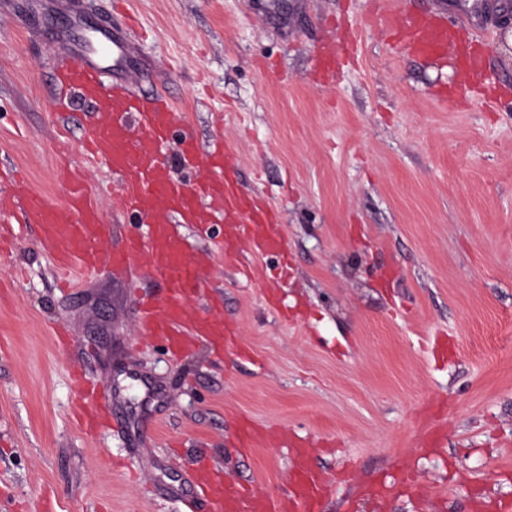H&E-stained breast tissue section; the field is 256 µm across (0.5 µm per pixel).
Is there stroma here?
Wrapping results in <instances>:
<instances>
[{
    "instance_id": "obj_1",
    "label": "stroma",
    "mask_w": 512,
    "mask_h": 512,
    "mask_svg": "<svg viewBox=\"0 0 512 512\" xmlns=\"http://www.w3.org/2000/svg\"><path fill=\"white\" fill-rule=\"evenodd\" d=\"M149 30L141 51L201 142L230 147L231 176L280 215L276 256L213 258L220 313L237 329L223 365L180 362L134 337L129 288L74 270L64 292L24 228L0 252V482L27 512L44 490L57 512H180L197 458L229 480L281 492L296 446L346 470L324 512H478L512 499V49L499 45L512 0H131ZM431 9L464 40H487L488 85L456 80L452 57L406 49L391 9ZM64 14H0V159L64 199L60 129L98 195L125 224L105 164L80 143L84 104L53 110ZM339 64L320 73L319 44ZM66 322L69 350L52 330ZM80 362L117 392L130 428L82 434L70 419ZM136 366L158 394L126 378ZM265 433L240 448L239 419ZM411 469L419 486L382 499Z\"/></svg>"
}]
</instances>
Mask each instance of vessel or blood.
Listing matches in <instances>:
<instances>
[{
  "mask_svg": "<svg viewBox=\"0 0 512 512\" xmlns=\"http://www.w3.org/2000/svg\"><path fill=\"white\" fill-rule=\"evenodd\" d=\"M73 35L62 36L55 72V109L69 112L75 102L98 115L84 134L86 156L108 164L115 177L125 213L137 219L138 230L121 234L108 247V232L96 198L78 176H71L63 203L55 204L30 185L17 170L0 165V215L20 209L25 223L34 225L41 244L52 250L61 268H107L130 280L135 263L147 264L150 277L164 288L162 297L138 296L133 321L140 336L161 343L174 358L200 344L223 355L231 331L218 310L203 312L193 305L211 286V255L188 247L184 224L199 234L229 226L236 242L263 252H284L278 216L257 193L241 191L224 175L226 153L218 148L200 153L194 137L183 133L181 163L187 175L170 177L161 155L162 143L178 124L175 106L163 95H143L139 87L152 80L151 59L138 52L130 23L115 22L111 14L92 15L85 0H58ZM403 38L415 53L441 57L454 47L452 22L441 15L416 13L403 28ZM84 428L123 425L118 415L99 416L83 406L76 416ZM188 483L205 499L207 512H323L336 479L312 466L306 449H297L290 482L280 495L258 493L252 486L232 482L219 467L197 462L186 472Z\"/></svg>",
  "mask_w": 512,
  "mask_h": 512,
  "instance_id": "obj_1",
  "label": "vessel or blood"
}]
</instances>
